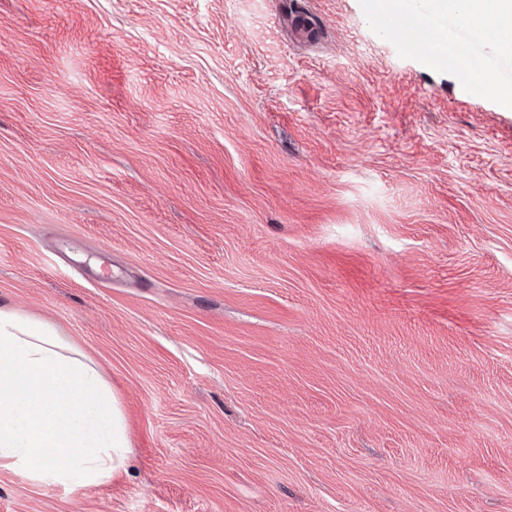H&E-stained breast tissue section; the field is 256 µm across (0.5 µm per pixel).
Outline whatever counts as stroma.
<instances>
[{"mask_svg":"<svg viewBox=\"0 0 512 512\" xmlns=\"http://www.w3.org/2000/svg\"><path fill=\"white\" fill-rule=\"evenodd\" d=\"M0 307L132 442L0 512H512V108L359 0H0Z\"/></svg>","mask_w":512,"mask_h":512,"instance_id":"1","label":"stroma"}]
</instances>
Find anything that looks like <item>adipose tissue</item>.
<instances>
[{
	"instance_id": "ef3b65f1",
	"label": "adipose tissue",
	"mask_w": 512,
	"mask_h": 512,
	"mask_svg": "<svg viewBox=\"0 0 512 512\" xmlns=\"http://www.w3.org/2000/svg\"><path fill=\"white\" fill-rule=\"evenodd\" d=\"M130 454L98 369L48 322L0 308V468L91 487L124 469Z\"/></svg>"
}]
</instances>
